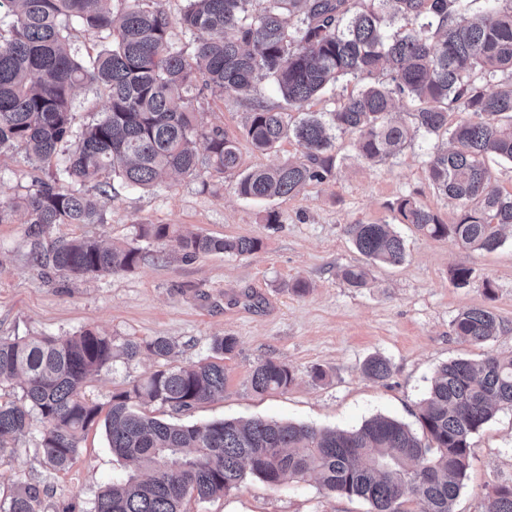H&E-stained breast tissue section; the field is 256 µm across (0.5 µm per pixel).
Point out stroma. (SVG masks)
Listing matches in <instances>:
<instances>
[{"instance_id": "1", "label": "stroma", "mask_w": 512, "mask_h": 512, "mask_svg": "<svg viewBox=\"0 0 512 512\" xmlns=\"http://www.w3.org/2000/svg\"><path fill=\"white\" fill-rule=\"evenodd\" d=\"M205 128L218 127L237 142L239 173L301 158L294 137L262 152L243 134L246 103L205 95L195 106ZM349 133L337 134L331 174L300 192L269 202L243 198L238 175L200 168L193 175H171L152 189L116 187L100 197L99 224H58L49 237H95L140 248L130 272L89 278L61 276L34 265L23 216L0 224V336H74L93 329L115 344L158 336L176 345L175 365L189 367L213 359L214 337L231 335L237 350L225 358L224 396L182 412L158 404L147 413L174 423L203 424L219 419L266 418L317 428L351 430L376 414L419 429L418 404L434 373L455 358L480 359L512 353V226L495 251L462 247L453 239H434L399 223L391 205L410 195L446 222L456 205L438 194L427 175L437 139L415 134L395 157L372 163L360 157ZM34 172L20 152L0 154V201L25 194ZM273 210L279 221H265ZM394 225L407 243L398 266L372 270L367 286L350 287L344 267L362 263L344 228L349 224ZM142 224H174L214 236L258 239L259 250L244 255L171 258L168 247L139 237ZM472 269L469 286L455 287L450 272ZM306 282V294L292 292ZM483 305L502 322L495 338L477 347L457 340L450 324L463 309ZM380 356L391 366L383 381L367 378L366 359ZM278 358L293 370L285 391L258 394L249 380L253 366ZM160 366L143 355L117 360L90 378L87 400L109 406L114 392ZM328 373L313 381L311 370ZM472 467L454 512H482L495 485L512 480V407L502 406L472 437ZM126 465L113 455L102 425L90 427L81 451L63 470L43 457L39 426L21 436L0 457V501H8L19 482L43 486L40 512H91L100 490L126 479ZM184 512H369L367 503L337 496L315 479L273 487L246 477L228 494L200 501L186 499Z\"/></svg>"}]
</instances>
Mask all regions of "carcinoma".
Here are the masks:
<instances>
[{
  "instance_id": "carcinoma-1",
  "label": "carcinoma",
  "mask_w": 512,
  "mask_h": 512,
  "mask_svg": "<svg viewBox=\"0 0 512 512\" xmlns=\"http://www.w3.org/2000/svg\"><path fill=\"white\" fill-rule=\"evenodd\" d=\"M462 0H186L177 17L129 0L114 16L112 0H0L9 21L0 26V153L18 150L36 168L50 165L60 148L65 166L50 180H37L19 199L0 203V223L17 212L29 224V256L37 266L71 276L134 270L140 249L107 245L97 238L45 241L56 224H100L90 189L108 193L111 181L146 189L171 172L193 174L203 163L218 174L238 168L236 142L224 130L203 129L194 102L204 91L233 100L251 95L259 78L277 86L290 108H300L344 78L364 82L332 115V127L356 136L358 154L381 162L401 151L406 131L389 120L394 95L415 103L416 131L447 136L452 147L432 155L428 178L457 202L455 220L444 223L415 198L393 210L400 223L432 238H452L465 248L493 251L512 224V193L491 185L485 159L512 162V0H487L468 14ZM300 27L290 31L291 16ZM399 20L411 29L389 32ZM196 36L193 53L173 42L174 29ZM101 48L84 62L77 32ZM508 77L507 88L489 92L482 80ZM94 84L107 106L90 124L76 127L71 103L76 88ZM472 118L448 126V114ZM330 127V128H332ZM317 116L288 129L285 112L258 101L244 136L258 150L274 148L288 132L303 159L260 167L240 176V196L273 200L289 196L332 170L334 136ZM206 144L200 159L194 144ZM345 233L364 263L348 266L343 279L366 285L371 267L406 259L404 238L389 224H347ZM140 236L162 241L182 260L200 254L242 256L259 242L248 237L183 233L173 224H146ZM453 335L483 345L501 322L486 307L467 308L451 323ZM236 348L217 336L212 351ZM164 337L128 340L86 330L75 336L0 338V387L17 385L22 403H0V457L38 422L47 465L65 469L80 452L84 433L100 407L81 396L87 378L117 358L146 353L170 359ZM364 373L391 374L388 361L368 358ZM294 381L288 364L265 358L253 367L257 393L286 390ZM224 364L190 368L167 365L112 394L104 419L112 454L135 473L104 487L93 512H182L183 501L227 494L252 475L269 485L315 477L338 496L366 501L370 512H453L471 465V438L498 407H512V354L457 358L440 365L420 406L422 434L392 417L376 415L353 430L253 418L177 425L139 410L159 403L175 413L224 396ZM46 490L21 482L0 512H37ZM484 512H512V481L496 485Z\"/></svg>"
}]
</instances>
